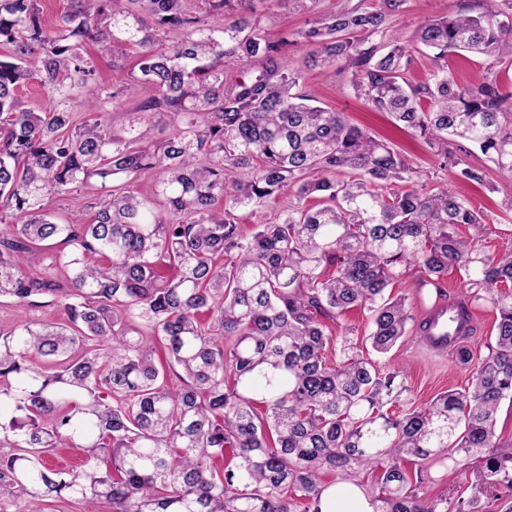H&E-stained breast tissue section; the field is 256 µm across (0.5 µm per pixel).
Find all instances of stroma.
<instances>
[{
    "mask_svg": "<svg viewBox=\"0 0 512 512\" xmlns=\"http://www.w3.org/2000/svg\"><path fill=\"white\" fill-rule=\"evenodd\" d=\"M253 7L262 18L267 37L274 42L304 27L307 21L306 15L295 11L293 5L282 4L281 0H254ZM456 8L457 0H406L393 17L392 24L408 38L425 21L444 11H455ZM306 82L317 91L324 105L344 113L349 122L403 153L430 186H453L454 177L447 168L441 167L436 150L410 130L398 127L389 115L370 110L356 97L348 76L333 73L323 76L318 71L310 70L306 73ZM468 202L483 211L490 222V229L481 242L483 250L491 255L512 251V182L501 180L495 173H488L484 186L469 189ZM463 286V272L452 267L442 277L439 289L427 288L416 292L406 281L396 285L395 291L406 295L408 306L417 316L437 295L456 296ZM25 319L61 324L66 316L63 309L54 304L25 310L14 299L0 298V333H8ZM378 362L402 370L410 389L411 404L416 408L426 407L441 393L465 388L470 379L468 371L456 359L437 361L428 357L412 335L403 338L390 353L379 357ZM423 475L419 492L425 496L446 490L452 492L459 487L469 489L477 480L471 462L463 459L456 463L439 458L430 460L424 465Z\"/></svg>",
    "mask_w": 512,
    "mask_h": 512,
    "instance_id": "obj_1",
    "label": "stroma"
}]
</instances>
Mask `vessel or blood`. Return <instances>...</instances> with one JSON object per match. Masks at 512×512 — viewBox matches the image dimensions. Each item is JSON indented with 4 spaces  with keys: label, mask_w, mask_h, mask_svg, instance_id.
Here are the masks:
<instances>
[{
    "label": "vessel or blood",
    "mask_w": 512,
    "mask_h": 512,
    "mask_svg": "<svg viewBox=\"0 0 512 512\" xmlns=\"http://www.w3.org/2000/svg\"><path fill=\"white\" fill-rule=\"evenodd\" d=\"M480 324V317L468 301L441 298L421 313L416 327L418 343L430 355L444 360Z\"/></svg>",
    "instance_id": "obj_1"
}]
</instances>
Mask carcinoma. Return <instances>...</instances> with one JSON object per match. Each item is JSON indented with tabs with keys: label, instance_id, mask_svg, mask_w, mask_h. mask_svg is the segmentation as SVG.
<instances>
[{
	"label": "carcinoma",
	"instance_id": "cac0c4a2",
	"mask_svg": "<svg viewBox=\"0 0 512 512\" xmlns=\"http://www.w3.org/2000/svg\"><path fill=\"white\" fill-rule=\"evenodd\" d=\"M70 2L47 28L39 0H0V297L22 307L49 298L68 320L0 335V503L330 512L326 473L369 476L375 512H495L497 498L464 490L419 496L421 478L403 462L473 461L484 483L512 492V445L495 432L512 399V252L486 253L482 212L456 191L427 189L393 146L317 105L303 75L318 65L349 73L373 111L440 147L459 181L482 185L486 173L456 154L457 138L511 181L512 91L496 79L459 83L448 58L512 61V11L458 0L404 41L391 19L405 0H381L321 13L272 42L252 0ZM145 15L173 37L147 31ZM89 41L112 44L114 56L137 46L139 76L81 96L96 73ZM296 42L316 50L291 68ZM424 49L434 70L416 81ZM226 57L246 70L225 72ZM32 81L52 97L41 112L18 97ZM126 94L141 101L122 133L75 123ZM156 113L174 123L161 142ZM150 169L162 177L149 197L111 184ZM92 178L101 195L89 210L48 218L47 196ZM288 191L284 214L243 232L240 209ZM43 242L66 283L26 271ZM451 265L466 277L461 296L496 314L486 355L455 352L472 373L467 388L409 407L401 372L366 357L354 328L327 356L325 320L355 307L369 312L364 342L389 353L415 322L394 284L412 269L414 288H437ZM89 342L107 347L74 356ZM63 446L85 455L68 472L45 463Z\"/></svg>",
	"mask_w": 512,
	"mask_h": 512
}]
</instances>
